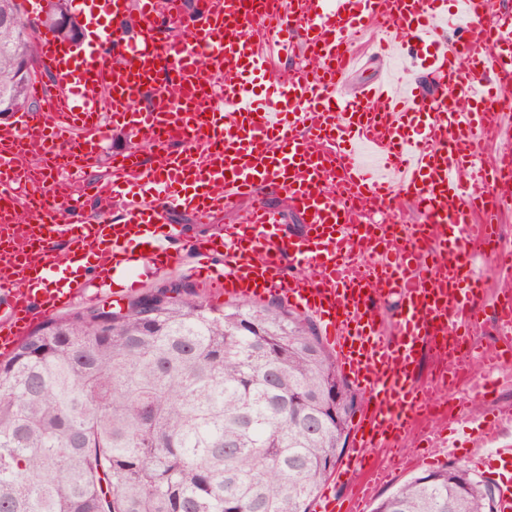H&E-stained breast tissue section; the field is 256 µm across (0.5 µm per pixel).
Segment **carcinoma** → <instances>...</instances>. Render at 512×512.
<instances>
[{
  "label": "carcinoma",
  "instance_id": "1",
  "mask_svg": "<svg viewBox=\"0 0 512 512\" xmlns=\"http://www.w3.org/2000/svg\"><path fill=\"white\" fill-rule=\"evenodd\" d=\"M43 24L79 36L63 9ZM38 55L0 0V113L28 99ZM359 403L276 299L219 309L171 281L48 317L0 359V512H309ZM373 512H496L495 486L450 464Z\"/></svg>",
  "mask_w": 512,
  "mask_h": 512
}]
</instances>
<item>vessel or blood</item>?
<instances>
[{
  "label": "vessel or blood",
  "instance_id": "obj_1",
  "mask_svg": "<svg viewBox=\"0 0 512 512\" xmlns=\"http://www.w3.org/2000/svg\"><path fill=\"white\" fill-rule=\"evenodd\" d=\"M137 11L136 34L122 25L125 8L113 9L72 56L38 32V69L54 76L55 91L33 78L40 109L0 122V350L90 281L176 266L171 209L206 219L248 203L244 221L192 243L188 272L226 296L273 294L316 318L342 372L368 395L336 474L347 480L369 449L398 446L417 427L430 391L415 379L424 346L457 355L483 324L486 282L470 251L494 236L496 211L512 208V170L484 152L512 127L502 96L512 88V16L495 15L492 0H202V26L162 43L155 32L178 21L180 0H137ZM451 15L461 21L453 42ZM372 28L389 56L414 41L429 49L433 97L399 78L344 96ZM283 52L312 65L273 81ZM107 116L168 149L150 162L134 147L116 153L107 176L58 202V173L97 163ZM271 187L305 217L285 243L279 213L261 202ZM102 200L120 203L123 223L88 212ZM408 203L421 223H398ZM284 253L300 274H285ZM89 256L88 275L64 274L62 262ZM491 270L504 283L496 321L512 330V256L498 255ZM385 294L401 299L390 333ZM510 360L512 333L479 364L491 373ZM491 460L509 474L499 512H512V442ZM386 475L372 471L348 500L327 487L316 512H350Z\"/></svg>",
  "mask_w": 512,
  "mask_h": 512
}]
</instances>
